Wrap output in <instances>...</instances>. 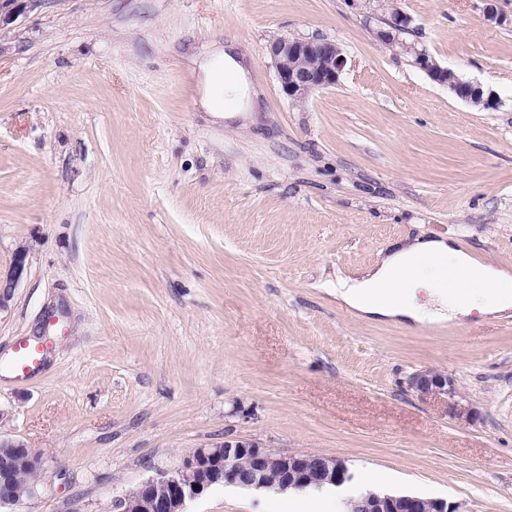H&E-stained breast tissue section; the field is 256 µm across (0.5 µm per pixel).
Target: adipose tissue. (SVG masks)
I'll use <instances>...</instances> for the list:
<instances>
[{"label":"adipose tissue","mask_w":512,"mask_h":512,"mask_svg":"<svg viewBox=\"0 0 512 512\" xmlns=\"http://www.w3.org/2000/svg\"><path fill=\"white\" fill-rule=\"evenodd\" d=\"M200 105L216 117H235L251 97L247 70L224 48L203 67ZM335 296L357 315L417 324L464 323L512 310V275L483 265L443 239L394 243L364 274L337 278Z\"/></svg>","instance_id":"obj_1"}]
</instances>
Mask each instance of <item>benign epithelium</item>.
I'll return each instance as SVG.
<instances>
[{
    "label": "benign epithelium",
    "mask_w": 512,
    "mask_h": 512,
    "mask_svg": "<svg viewBox=\"0 0 512 512\" xmlns=\"http://www.w3.org/2000/svg\"><path fill=\"white\" fill-rule=\"evenodd\" d=\"M41 3L42 0H0V30ZM386 21L388 28L378 30L376 38L385 44L409 49L401 35L410 29L411 17L394 8ZM269 54L283 93L295 104L305 103L319 89L335 86L346 66V58L336 42L316 37L277 38L270 44ZM415 57L421 70L438 83L447 85L461 100L484 109L498 105L497 99L485 93L480 85L460 79L453 70L438 66L424 52L415 51ZM26 258V247H18L8 271L0 273V310L12 299L24 273ZM410 386L420 396L452 393L448 376L434 370L413 375ZM16 467L17 460L11 453H0L1 504L21 501L12 490ZM354 477L345 460L339 457L285 454L256 441L226 439L215 447L197 449L177 470L143 481L135 488V496L119 499L116 508L118 512H186L188 501L216 485L281 492L338 490ZM343 504V512H456L442 499L405 494L368 492L347 498Z\"/></svg>",
    "instance_id": "obj_1"
}]
</instances>
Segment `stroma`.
I'll use <instances>...</instances> for the list:
<instances>
[{"label": "stroma", "mask_w": 512, "mask_h": 512, "mask_svg": "<svg viewBox=\"0 0 512 512\" xmlns=\"http://www.w3.org/2000/svg\"><path fill=\"white\" fill-rule=\"evenodd\" d=\"M407 45L493 94L473 106L375 37L376 0H43L0 31V435L44 462L0 512H116L225 437L382 471L458 512H512V311L433 328L362 319L324 288L404 238L512 268V0H393ZM336 41L301 106L267 53ZM249 60L260 110L199 106L189 64ZM46 334L39 370L11 367ZM422 370L453 380L420 396ZM215 486L186 512H294ZM27 253L25 246H19L13 255L8 271L4 274L0 271V311L7 308V304L12 299L14 290L25 270Z\"/></svg>", "instance_id": "1"}]
</instances>
